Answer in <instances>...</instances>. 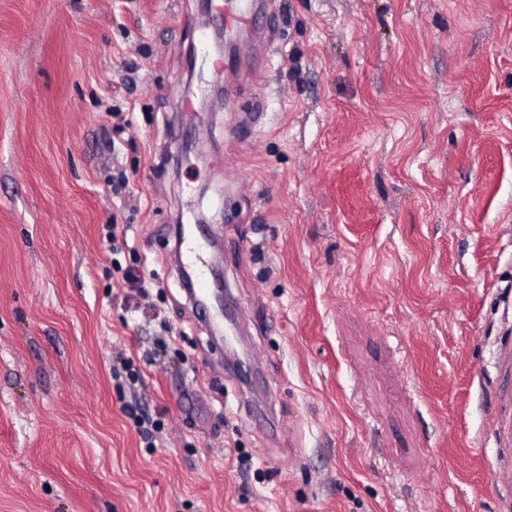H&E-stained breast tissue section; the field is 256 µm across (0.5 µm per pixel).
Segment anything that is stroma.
Returning a JSON list of instances; mask_svg holds the SVG:
<instances>
[{
  "label": "stroma",
  "instance_id": "obj_1",
  "mask_svg": "<svg viewBox=\"0 0 512 512\" xmlns=\"http://www.w3.org/2000/svg\"><path fill=\"white\" fill-rule=\"evenodd\" d=\"M256 3L260 82L211 74L224 0H0V512H512V0ZM199 214L261 391L183 288ZM493 422L499 463L492 481L499 487H512V389L505 388L493 400ZM126 412L136 430L148 444V447H153L154 437L164 428L163 420L158 417L154 419L149 411L140 403L127 405Z\"/></svg>",
  "mask_w": 512,
  "mask_h": 512
}]
</instances>
